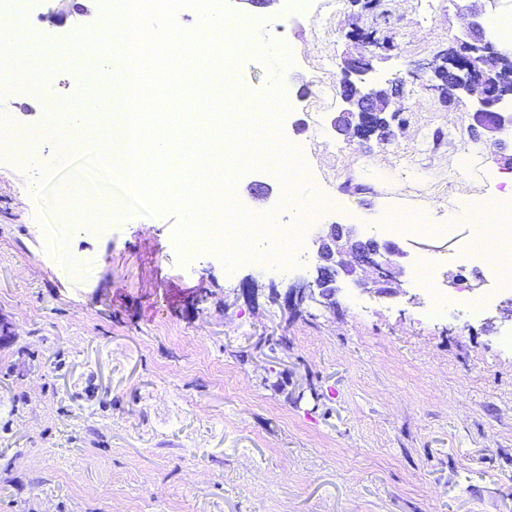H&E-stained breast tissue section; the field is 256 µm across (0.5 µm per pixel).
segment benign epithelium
<instances>
[{
  "instance_id": "7a95c632",
  "label": "benign epithelium",
  "mask_w": 512,
  "mask_h": 512,
  "mask_svg": "<svg viewBox=\"0 0 512 512\" xmlns=\"http://www.w3.org/2000/svg\"><path fill=\"white\" fill-rule=\"evenodd\" d=\"M472 22L467 39L460 41L448 58L434 67V77L444 85L448 94L464 91L477 95L475 109L469 113L468 128L483 137L498 139L512 132V93L497 91L499 72L491 69L492 61H511L512 56L485 40L487 20L477 9H470ZM364 68L358 61H348L343 67L342 101L345 108L333 120L334 128L342 131L363 124L374 125L386 109L384 99L363 90ZM316 264L312 279L289 286L285 293H275L274 299L284 307L301 304L314 295L331 297L336 294L338 282L346 278L356 288L370 289V283L359 277L357 269L363 265L378 271L379 284H395L402 273L401 260L407 257L394 242L362 239L356 224H331L327 234H316ZM358 252V263L347 265L343 255Z\"/></svg>"
}]
</instances>
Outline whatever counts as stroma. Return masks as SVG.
<instances>
[{
  "instance_id": "1",
  "label": "stroma",
  "mask_w": 512,
  "mask_h": 512,
  "mask_svg": "<svg viewBox=\"0 0 512 512\" xmlns=\"http://www.w3.org/2000/svg\"><path fill=\"white\" fill-rule=\"evenodd\" d=\"M228 4L253 42L284 28V140L306 147L319 184L358 188L312 232L357 224L384 241L389 205L448 223L458 199L478 198L455 138L475 99L446 98L427 74L471 10L512 17V0H386L370 12L341 0L331 14L303 0ZM45 5L69 19L33 21L30 48L59 58L42 96L113 100L118 71L103 52L60 37L103 26L97 0L83 16L73 0ZM347 58L387 90L391 137L332 128L343 103L323 90L340 87ZM0 122L39 132L24 163L0 150V319L12 330L0 335V512H512V294L479 315H425L427 289L476 297L472 267L455 258L471 225L452 239L425 224L397 235L409 254L397 294L346 282L333 302L286 309L271 295L311 278L313 254L283 270L229 272L209 251L183 259L178 213L121 215L126 190L108 182L84 196L92 151L61 152L27 90L0 96ZM64 186L88 225L62 219ZM234 194L250 214L300 220L266 170ZM422 257L435 264L420 287Z\"/></svg>"
}]
</instances>
